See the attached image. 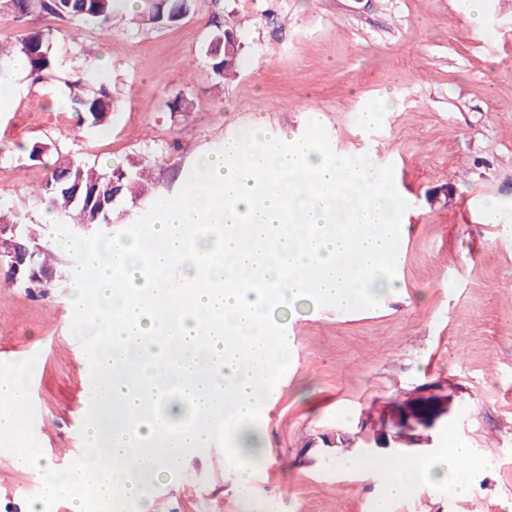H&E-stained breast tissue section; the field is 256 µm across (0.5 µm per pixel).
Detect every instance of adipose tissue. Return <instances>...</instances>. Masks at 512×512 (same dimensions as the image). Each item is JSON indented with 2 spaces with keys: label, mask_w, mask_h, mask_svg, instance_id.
<instances>
[{
  "label": "adipose tissue",
  "mask_w": 512,
  "mask_h": 512,
  "mask_svg": "<svg viewBox=\"0 0 512 512\" xmlns=\"http://www.w3.org/2000/svg\"><path fill=\"white\" fill-rule=\"evenodd\" d=\"M386 204L401 208L372 163L256 125L201 157L179 199L161 201L145 233L151 250L65 242L83 333L99 342L98 415L75 468L61 473L26 452L17 467L37 472L47 498L66 497L72 512L118 495L146 512L151 484L207 442L203 416L223 417L225 438L258 460L246 423L293 349L282 313L299 300L366 308L396 290L397 224L383 221ZM204 224L223 225V237L199 235ZM23 397L22 371L1 373L0 435L17 431ZM371 465L385 475L373 512H387L410 489L467 495L474 457L454 442Z\"/></svg>",
  "instance_id": "adipose-tissue-1"
}]
</instances>
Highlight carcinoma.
I'll return each instance as SVG.
<instances>
[{
    "mask_svg": "<svg viewBox=\"0 0 512 512\" xmlns=\"http://www.w3.org/2000/svg\"><path fill=\"white\" fill-rule=\"evenodd\" d=\"M0 7L11 20L24 21L30 26L14 41H0V76L8 73L12 58L21 54L27 60L29 73L42 77L53 71L57 61L51 53V33L37 26L39 19L46 15L70 22L92 18L100 30L108 32L112 29L115 0H4ZM191 7L192 0H151L145 12L150 23L163 26L185 18ZM239 48L234 30L217 28L206 51L216 83H224V77L239 66ZM69 102L78 122L89 127L103 125L112 112V97L106 87L101 84L98 90L88 92L81 79L73 82ZM47 167L48 176L40 195L70 229H110L118 201L127 196L137 199L148 194L142 169L116 167L104 173L77 159L60 155ZM51 261L53 255L48 251L42 252L40 258L36 251H29L23 271L25 275L33 276L34 283L25 289V293L30 295L34 289L42 287L40 277L54 275Z\"/></svg>",
    "mask_w": 512,
    "mask_h": 512,
    "instance_id": "1",
    "label": "carcinoma"
}]
</instances>
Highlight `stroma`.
<instances>
[{"label": "stroma", "instance_id": "35a3bbf8", "mask_svg": "<svg viewBox=\"0 0 512 512\" xmlns=\"http://www.w3.org/2000/svg\"><path fill=\"white\" fill-rule=\"evenodd\" d=\"M236 30L243 64L223 84L206 49L216 23ZM57 67L33 80L12 76L0 97V204L30 225L47 248L39 197L47 178L28 158L53 144L100 171L146 167L151 199L116 208L124 226L154 215L153 197L178 198L199 154L261 122L324 144L332 154L370 156L383 140L403 203L391 273L400 284L375 307L345 310L299 302L282 316L293 355L278 389L252 422L264 453L248 489L225 482L241 458L232 443L192 449L152 486L150 512H370L381 492L356 460L390 458L376 436L394 435L402 412L434 401L444 414L417 427L422 453L460 441L473 451V499L484 512H512V13L485 0L474 22L468 0H193L190 14L157 27L134 11L112 29L42 17ZM104 72L112 95L108 125L74 137L69 85ZM395 102L359 132L380 93ZM494 201L500 221L477 222ZM67 255L44 295H27L0 269V370L11 352L40 348L30 363L40 385L20 410L22 428L0 441V512L28 505L57 512L29 492L22 451L57 469L75 465L85 395L83 358L71 344ZM390 512H458L456 497L409 490Z\"/></svg>", "mask_w": 512, "mask_h": 512}]
</instances>
